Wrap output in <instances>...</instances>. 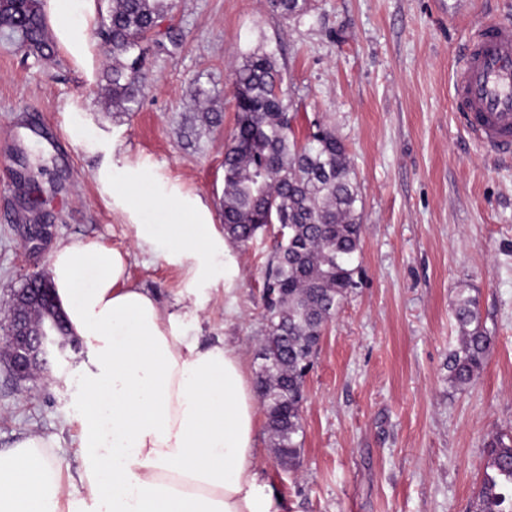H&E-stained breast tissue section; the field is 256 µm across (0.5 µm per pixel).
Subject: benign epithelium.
Instances as JSON below:
<instances>
[{
    "instance_id": "benign-epithelium-1",
    "label": "benign epithelium",
    "mask_w": 512,
    "mask_h": 512,
    "mask_svg": "<svg viewBox=\"0 0 512 512\" xmlns=\"http://www.w3.org/2000/svg\"><path fill=\"white\" fill-rule=\"evenodd\" d=\"M56 310L49 277L41 271L27 275L24 287L12 292L7 320L0 324L6 340L0 362L13 379L49 377L67 348H80Z\"/></svg>"
}]
</instances>
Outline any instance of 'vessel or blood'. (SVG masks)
I'll use <instances>...</instances> for the list:
<instances>
[{"label":"vessel or blood","instance_id":"b4317fda","mask_svg":"<svg viewBox=\"0 0 512 512\" xmlns=\"http://www.w3.org/2000/svg\"><path fill=\"white\" fill-rule=\"evenodd\" d=\"M454 102L472 138L488 153L512 154V23L478 26L457 63Z\"/></svg>","mask_w":512,"mask_h":512}]
</instances>
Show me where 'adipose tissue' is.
<instances>
[{
	"mask_svg": "<svg viewBox=\"0 0 512 512\" xmlns=\"http://www.w3.org/2000/svg\"><path fill=\"white\" fill-rule=\"evenodd\" d=\"M50 33L85 76L95 0H45ZM96 180L135 232L141 254L196 283L227 278L224 238L199 198L163 191L147 172L101 165ZM130 254L95 239L59 244L49 273L87 359L78 385L83 499L54 464L58 440L33 434L0 453V512H278L258 463L257 392L238 350L200 343L184 320L197 304L163 305L131 282Z\"/></svg>",
	"mask_w": 512,
	"mask_h": 512,
	"instance_id": "1",
	"label": "adipose tissue"
}]
</instances>
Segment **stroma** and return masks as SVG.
I'll list each match as a JSON object with an SVG mask.
<instances>
[{
    "instance_id": "obj_1",
    "label": "stroma",
    "mask_w": 512,
    "mask_h": 512,
    "mask_svg": "<svg viewBox=\"0 0 512 512\" xmlns=\"http://www.w3.org/2000/svg\"><path fill=\"white\" fill-rule=\"evenodd\" d=\"M176 53L145 46L149 79L134 112L114 111L96 40L86 78L64 53L28 55L0 30V310L25 274L47 269L57 244L96 238L131 252L133 281L161 302L201 301L187 323L207 343L237 347L250 371L263 342V284L276 239L229 243L232 281L205 288L184 269L134 248L94 174L105 159L151 171L200 197L222 223L224 149L233 132L232 70L274 52L299 128L323 121L347 147L361 195V278L326 325L304 382L299 467L277 463L259 429V465L282 512H469L486 447L512 433V161L492 158L453 105L456 58L476 26L512 22V0H310L286 18L268 0H173ZM87 129L76 141L71 127ZM32 224L53 236L23 248ZM479 297L495 338L466 387L448 377L461 290ZM85 351L56 381L19 384L0 366V450L31 433L55 436L75 465Z\"/></svg>"
}]
</instances>
